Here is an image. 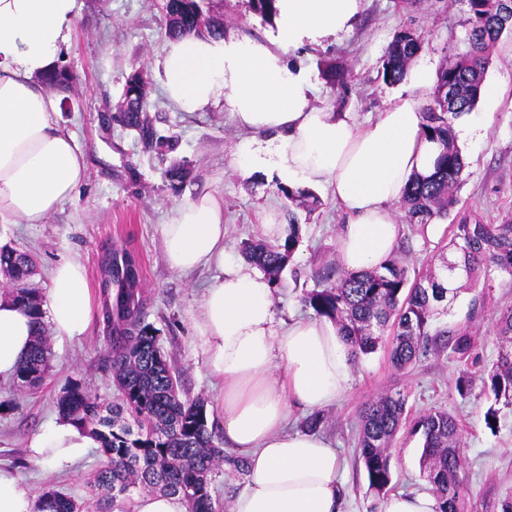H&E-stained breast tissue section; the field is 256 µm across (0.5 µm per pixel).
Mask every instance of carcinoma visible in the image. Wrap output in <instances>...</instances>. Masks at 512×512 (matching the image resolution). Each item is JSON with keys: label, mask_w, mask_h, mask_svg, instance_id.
Wrapping results in <instances>:
<instances>
[{"label": "carcinoma", "mask_w": 512, "mask_h": 512, "mask_svg": "<svg viewBox=\"0 0 512 512\" xmlns=\"http://www.w3.org/2000/svg\"><path fill=\"white\" fill-rule=\"evenodd\" d=\"M468 50L451 67L441 69L434 89L435 107L426 109L424 135L439 145L432 175L416 176L405 187L400 206L409 224L422 227L441 218L457 204L456 191L465 161L455 136L454 121L472 112L480 100L489 61L502 36L512 33V10L503 0H466ZM166 34L222 36L221 23L204 16L199 0H162ZM422 41L413 31H397L386 48L381 76L385 83L403 81L418 57ZM454 89L448 96V89ZM125 87L118 105L121 122L137 132L147 150L175 149L176 140L157 134L145 103ZM288 210V234L277 243L243 246L245 258L268 277L271 285L293 257L301 228L291 207L312 214L321 206L308 190L278 186ZM448 247L462 275L444 267L440 274L409 277L408 269L388 259L379 266L353 274L336 271L315 280L303 302L316 316L334 323L354 354L374 352L390 336V359L397 369L413 365L427 346L450 350L462 367L457 390L466 395L474 384L471 368L479 364L474 336L462 328L431 331L435 315L448 297L473 290L481 271L512 275V214L497 224L462 216L452 225ZM0 270L13 284L12 297L34 319L33 344L18 366L14 382L34 388L46 378L51 348L44 335L42 295L29 287L34 272L30 254L11 246L0 247ZM139 269L129 254L113 255L105 267L102 288L103 321L109 333V358L116 401L103 402L79 380L68 383L58 406L63 416L89 431L107 459L91 483L96 512H113L118 501L137 491L182 495L188 512H219L213 498L212 474L224 462V448L208 429L204 400L182 397L174 369L163 352L155 329L141 319ZM494 329L500 337L495 366L481 378L483 390L495 401L512 407V306L498 309ZM407 399L383 393L367 401L359 412V456L368 487L378 495L391 489V446L407 421ZM412 431L423 437L421 467L437 500V512H465L460 473L466 464L457 419L446 410H430L412 420ZM35 512H81L70 496L48 490L35 503Z\"/></svg>", "instance_id": "cac0c4a2"}]
</instances>
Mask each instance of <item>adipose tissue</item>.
<instances>
[{
    "label": "adipose tissue",
    "instance_id": "ef3b65f1",
    "mask_svg": "<svg viewBox=\"0 0 512 512\" xmlns=\"http://www.w3.org/2000/svg\"><path fill=\"white\" fill-rule=\"evenodd\" d=\"M277 7L273 39L170 40L159 74L164 96L190 115L223 104L252 135L241 173L265 169L288 186L330 188L346 217L337 236L343 269L374 268L398 243L395 202L414 175L431 173L438 147L424 135L413 97L396 95L375 119L359 123L312 104L308 75L287 65L285 47L350 28L361 0H277ZM78 19L77 0H0L1 223H45L86 181L83 152L60 128L59 101L42 81ZM161 238L172 271L219 270L196 329L208 370L224 383V445L249 470L229 512H343L335 449L320 434L287 430L293 408H323L348 387L349 355L335 323L276 321L266 276L224 259V203L216 192L177 206ZM51 282L53 335H84L94 313L84 267L61 261ZM34 332L27 310L0 295V378L14 375ZM96 445L65 417L28 443L35 460L58 469Z\"/></svg>",
    "mask_w": 512,
    "mask_h": 512
}]
</instances>
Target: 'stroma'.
Returning a JSON list of instances; mask_svg holds the SVG:
<instances>
[{
    "label": "stroma",
    "instance_id": "35a3bbf8",
    "mask_svg": "<svg viewBox=\"0 0 512 512\" xmlns=\"http://www.w3.org/2000/svg\"><path fill=\"white\" fill-rule=\"evenodd\" d=\"M81 18L64 45L58 64L68 68L73 81L60 91L61 124L75 135L84 152L88 178L75 196L42 224H1L0 243L29 253L36 265L32 287L48 295L50 270L60 260L81 262L88 274L94 305H101L104 268L113 253L127 252L140 268L142 316L160 338L184 397L207 401L208 425L222 432L224 412L219 388L209 375L195 323L203 293L213 273L203 269L182 275L169 269L162 249L161 226L173 209L203 189L224 200V253L243 261L242 244L261 241L262 222L274 214L277 223L296 215L301 240L296 253L273 290L274 311L287 321L313 317L303 296L314 277L338 264L336 235L345 218L329 192L319 190L323 205L313 214L303 209L287 213L277 191V178L268 172L243 175L238 152L249 141L229 113L217 105L193 116L176 111L164 98L158 63L168 42L161 0H79ZM204 15L224 24L225 36L261 39L274 31V21L252 11L248 0H203ZM464 0H363L353 26L318 44L289 48L293 67L310 74L313 101L329 111L349 112L356 121L376 117L398 93L415 94L422 108L433 105L431 89H414L410 81L391 86L378 76L380 60L393 34L417 32L423 49L415 64L431 72L452 66L466 49ZM346 70L347 87L332 90L322 75L325 63ZM147 75L146 111L160 134L177 139L174 152L144 150L135 131L120 122L116 105L128 76ZM487 82L500 89L493 103L479 102L467 124L486 126L487 133L461 140L465 169L457 205L437 229L404 225L394 260L410 271L425 272L448 257L452 224L470 214L487 223L512 213V38L500 41L486 73ZM183 163L189 175L172 189L165 172L172 162ZM483 292L485 306L471 312L474 292ZM512 303V275L491 273L478 278L475 291L461 292L434 321L437 328H467L476 338L480 364L474 374L489 370L497 360L499 340L493 329L498 308ZM49 373L34 390L18 388L0 379V468L16 472L38 495L55 488L88 500V483L103 467L96 452L71 471L60 473L33 460L29 438L58 415L57 400L68 382L84 381L102 399L112 400L115 389L107 362L108 338L101 315H94L86 335L50 339ZM460 369L448 352L436 349L420 355L405 370L393 367L387 345L351 364L346 394L324 408L320 428L338 455L344 488L345 512H381L383 500L368 487L356 447L358 413L376 394L401 392L410 417L432 409L458 416L466 466L461 474L468 512H501L512 495V409L501 408L497 429L485 424V413L495 400L481 387L460 395L455 382ZM422 439L402 427L391 457L393 491H425L429 485L420 467Z\"/></svg>",
    "mask_w": 512,
    "mask_h": 512
}]
</instances>
